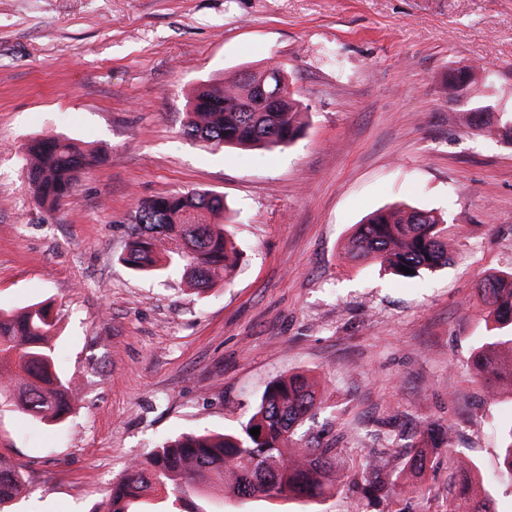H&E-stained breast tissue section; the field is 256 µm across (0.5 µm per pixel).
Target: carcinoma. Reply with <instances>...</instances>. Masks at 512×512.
I'll return each instance as SVG.
<instances>
[{"instance_id":"cac0c4a2","label":"carcinoma","mask_w":512,"mask_h":512,"mask_svg":"<svg viewBox=\"0 0 512 512\" xmlns=\"http://www.w3.org/2000/svg\"><path fill=\"white\" fill-rule=\"evenodd\" d=\"M461 80L448 74V98L463 102L468 125L485 128L484 107L473 101L477 85L475 68L467 67ZM288 83L280 68L246 70L241 77L219 85H206L195 94L183 123L186 137L214 148L287 147L304 129L298 95L289 92L271 102L255 101L261 85ZM33 158L28 180L37 200L55 206L71 196L76 172L96 156L73 142L56 136L31 140ZM224 198L208 190L156 196L140 203L133 217L126 251L121 260L131 269L160 275L182 265L196 293H204L232 276L240 251L224 225L207 222L206 216L223 217ZM344 258L361 264L376 261L404 279L448 264V226L434 211L394 205L369 215L357 225L344 246ZM405 266L412 269L406 274ZM476 294L492 321L490 334L472 353L476 379L488 396L497 395L498 384L512 380V361L498 358L499 348L512 346V271L481 279ZM56 319L48 302L33 303L17 314L0 312V391L13 396L23 414L47 423H60L72 412L77 399L72 380L60 369L52 344ZM322 397L302 374L269 384L248 420L240 429L224 433L186 434L164 442L147 456L133 460L124 476L112 482L104 512H205L189 508L195 492L239 499L258 495L316 501L334 489L329 475L335 449L313 437L297 442L296 431L316 415ZM258 427L256 437L250 430ZM438 445L420 433V441L405 462L415 478L424 475ZM448 512H496L494 498L464 464ZM367 492L389 500L419 498L422 485L398 488L383 469L369 462L361 473ZM19 471L0 461V512L23 491Z\"/></svg>"}]
</instances>
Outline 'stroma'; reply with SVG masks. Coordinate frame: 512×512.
<instances>
[{
	"instance_id": "1",
	"label": "stroma",
	"mask_w": 512,
	"mask_h": 512,
	"mask_svg": "<svg viewBox=\"0 0 512 512\" xmlns=\"http://www.w3.org/2000/svg\"><path fill=\"white\" fill-rule=\"evenodd\" d=\"M462 63L478 101L512 113V0H0V310L52 299L81 388L57 425L0 397V458L26 481L14 512H103L133 459L239 428L294 372L323 397L302 428L335 444L338 492L228 495L223 512H382L356 479L392 442L381 464L407 482L394 436L425 424L451 449L415 512H448L457 457L512 512V386L486 399L470 359L486 334L475 285L512 271V142L449 101ZM268 66L306 109L293 144L213 151L184 136L199 84ZM46 134L104 157L53 208L27 179L25 146ZM192 189L223 195L243 251L200 295L120 259L139 202ZM395 202L447 218V266L403 280L344 259L354 224Z\"/></svg>"
}]
</instances>
